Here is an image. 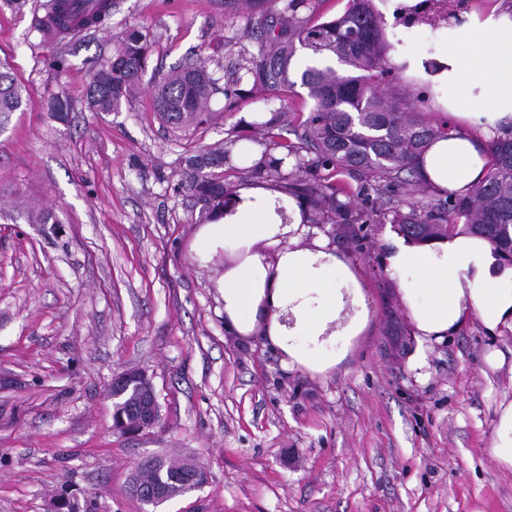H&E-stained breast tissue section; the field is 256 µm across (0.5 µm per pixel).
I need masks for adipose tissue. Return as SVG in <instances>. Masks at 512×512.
Masks as SVG:
<instances>
[{
  "label": "adipose tissue",
  "mask_w": 512,
  "mask_h": 512,
  "mask_svg": "<svg viewBox=\"0 0 512 512\" xmlns=\"http://www.w3.org/2000/svg\"><path fill=\"white\" fill-rule=\"evenodd\" d=\"M385 12L408 29L439 24L433 52L397 49L392 60L411 82L434 90L432 105L451 128L419 160L425 183L442 193L467 194L488 171V141L512 131V0L455 10L444 24L428 0H388ZM301 230L295 200L266 184L243 188L220 222L200 230L192 258L205 266L232 249L238 263L220 281L227 325L247 335L264 324L289 366L323 372L340 360L333 344L359 335L368 309L351 267L329 250L325 235L306 247L297 242ZM260 242L274 248V259L256 251ZM385 261L422 338L455 332L469 312L491 331L512 326V266H497L486 240L452 234L414 243L396 235Z\"/></svg>",
  "instance_id": "1"
}]
</instances>
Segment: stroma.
Returning <instances> with one entry per match:
<instances>
[{
    "label": "stroma",
    "instance_id": "35a3bbf8",
    "mask_svg": "<svg viewBox=\"0 0 512 512\" xmlns=\"http://www.w3.org/2000/svg\"><path fill=\"white\" fill-rule=\"evenodd\" d=\"M46 2L0 0V62L26 89L0 127V512H46L64 486L98 512H512V470L491 454L512 402V328L488 333L471 314L419 340L382 261L390 218L327 227L369 310L335 367L285 368L262 332L225 326L218 281L236 257L192 260L200 207L177 188L180 166L199 145L253 136L243 116L271 106L219 93L207 125L174 129L153 85L199 58L232 75L258 50L247 0H112L102 26L55 41L36 28ZM133 27L151 41L142 85L120 111H91L92 65ZM306 63L292 60L276 105L288 125L313 106ZM58 91L62 120L48 110ZM47 211L56 223L38 222ZM127 370L150 380L159 418L123 436L109 388ZM155 456L208 480L147 505L130 479Z\"/></svg>",
    "mask_w": 512,
    "mask_h": 512
}]
</instances>
